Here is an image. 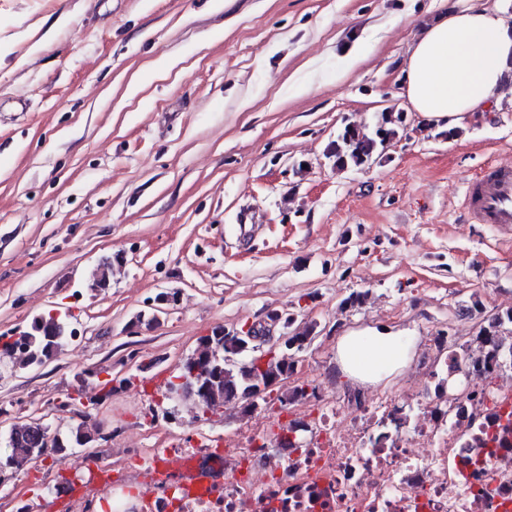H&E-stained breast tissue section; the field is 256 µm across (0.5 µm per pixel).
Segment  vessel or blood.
<instances>
[{
    "mask_svg": "<svg viewBox=\"0 0 512 512\" xmlns=\"http://www.w3.org/2000/svg\"><path fill=\"white\" fill-rule=\"evenodd\" d=\"M468 220L473 224H491L506 236H512V165H491L468 184L463 201ZM150 477L157 482L175 477L185 481L194 492L203 493L212 479L190 464L163 462L155 466Z\"/></svg>",
    "mask_w": 512,
    "mask_h": 512,
    "instance_id": "b4317fda",
    "label": "vessel or blood"
}]
</instances>
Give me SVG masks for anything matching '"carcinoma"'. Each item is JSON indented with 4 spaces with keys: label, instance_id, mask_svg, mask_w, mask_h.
Returning <instances> with one entry per match:
<instances>
[{
    "label": "carcinoma",
    "instance_id": "cac0c4a2",
    "mask_svg": "<svg viewBox=\"0 0 512 512\" xmlns=\"http://www.w3.org/2000/svg\"><path fill=\"white\" fill-rule=\"evenodd\" d=\"M404 117L400 112H382L372 125L357 127L346 125L326 148V156L338 170L361 169L367 165L385 144L399 135ZM114 261L105 259L91 271V287L106 290L110 287ZM512 324V309L506 311L481 327L478 340L479 348H491L495 354L502 350L498 340L499 328L504 323ZM63 334L53 330H30L23 332L19 340L0 345L3 353L13 356L20 354L18 360L29 367L45 363L51 352L62 346ZM244 339L224 333V328L216 326L211 334L202 336L192 355L186 358L180 373L184 374L195 361L209 362L206 377L198 380L197 392L193 393L198 410L209 407L219 410L226 406L246 403L253 390L273 381H282L292 371V357L281 353L270 358L264 365L245 367L241 362L247 350L243 347ZM94 441V434L78 426L68 436L48 438L47 432L40 430L36 419L29 418L21 424H15L9 433L8 447L10 454L0 459V474L8 471L17 472L29 463L41 458L47 450L61 451L70 444L84 445Z\"/></svg>",
    "mask_w": 512,
    "mask_h": 512
}]
</instances>
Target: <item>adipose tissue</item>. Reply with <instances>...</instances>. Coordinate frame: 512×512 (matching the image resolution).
Listing matches in <instances>:
<instances>
[{
	"mask_svg": "<svg viewBox=\"0 0 512 512\" xmlns=\"http://www.w3.org/2000/svg\"><path fill=\"white\" fill-rule=\"evenodd\" d=\"M405 95L427 122L452 127L493 111L512 87V8L462 0L425 24L404 63ZM342 374L369 385L405 368L410 346L389 329L336 344Z\"/></svg>",
	"mask_w": 512,
	"mask_h": 512,
	"instance_id": "1",
	"label": "adipose tissue"
}]
</instances>
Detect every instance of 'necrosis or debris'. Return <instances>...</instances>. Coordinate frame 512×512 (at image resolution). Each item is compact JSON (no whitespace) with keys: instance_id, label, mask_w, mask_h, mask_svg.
<instances>
[{"instance_id":"obj_1","label":"necrosis or debris","mask_w":512,"mask_h":512,"mask_svg":"<svg viewBox=\"0 0 512 512\" xmlns=\"http://www.w3.org/2000/svg\"><path fill=\"white\" fill-rule=\"evenodd\" d=\"M417 374L415 401L381 390L355 402L321 398L288 418L300 448L271 441L268 420L212 447L128 449L141 470L156 459L199 464L217 480L209 493L187 494L175 479L113 482L115 512H512V373L487 356L467 359L457 399L439 365Z\"/></svg>"}]
</instances>
